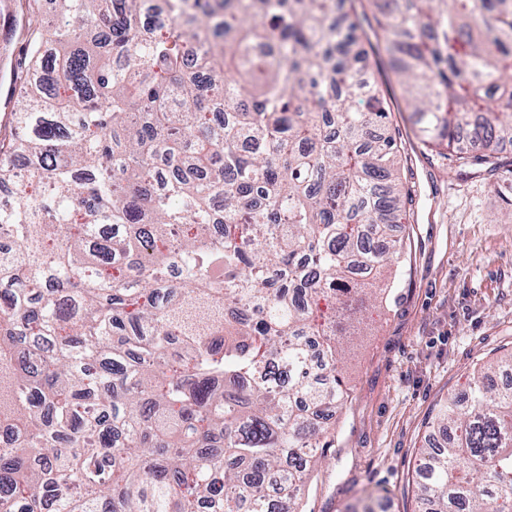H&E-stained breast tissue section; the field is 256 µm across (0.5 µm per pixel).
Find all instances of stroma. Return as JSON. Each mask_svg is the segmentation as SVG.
Listing matches in <instances>:
<instances>
[{"mask_svg": "<svg viewBox=\"0 0 512 512\" xmlns=\"http://www.w3.org/2000/svg\"><path fill=\"white\" fill-rule=\"evenodd\" d=\"M371 64L407 160L412 202L393 224L406 247L350 352L352 396L303 512H344L370 496L376 512H424L410 478L440 405L466 391L476 364L512 350V177L489 180L426 147L382 44Z\"/></svg>", "mask_w": 512, "mask_h": 512, "instance_id": "35a3bbf8", "label": "stroma"}]
</instances>
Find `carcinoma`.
<instances>
[{
    "mask_svg": "<svg viewBox=\"0 0 512 512\" xmlns=\"http://www.w3.org/2000/svg\"><path fill=\"white\" fill-rule=\"evenodd\" d=\"M53 0L0 137V512H300L346 335L400 255L391 108L501 175L505 0ZM330 303V311L319 307ZM512 352L422 452L427 512H512Z\"/></svg>",
    "mask_w": 512,
    "mask_h": 512,
    "instance_id": "1",
    "label": "carcinoma"
}]
</instances>
